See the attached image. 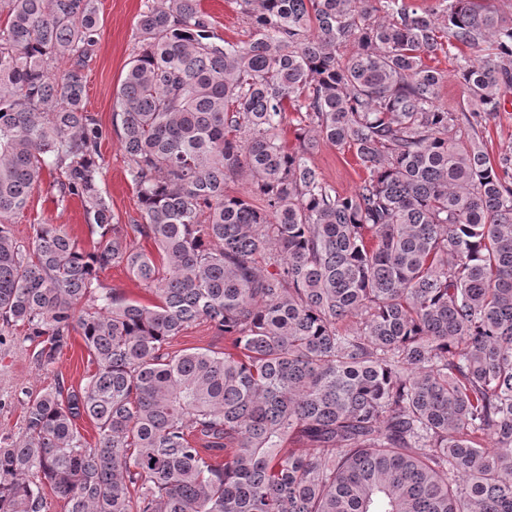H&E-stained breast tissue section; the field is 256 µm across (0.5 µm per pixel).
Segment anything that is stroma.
<instances>
[{"label":"stroma","mask_w":512,"mask_h":512,"mask_svg":"<svg viewBox=\"0 0 512 512\" xmlns=\"http://www.w3.org/2000/svg\"><path fill=\"white\" fill-rule=\"evenodd\" d=\"M146 0H97L103 34L84 70V104L101 125L105 136L101 142L103 158L102 189L112 210L122 223L139 218L135 189L129 179L130 160L112 126L116 94L126 65L137 48L136 22ZM214 19L216 33L224 38L245 41L250 25L238 10L235 0H201ZM481 138L491 158L512 150V93L499 115L486 121ZM324 180L343 195L351 194L364 175L355 157L340 152L327 142H320L311 156ZM53 175H44L29 198L26 209L9 217L20 241H29L37 224H61L84 248H91V236L79 201L57 204L49 184ZM94 370L81 337H74L52 370L41 369L22 333L0 336V437L16 438L23 431L21 401L24 395H37L59 385L63 389L79 388Z\"/></svg>","instance_id":"stroma-1"}]
</instances>
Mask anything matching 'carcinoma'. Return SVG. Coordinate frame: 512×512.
<instances>
[{"mask_svg":"<svg viewBox=\"0 0 512 512\" xmlns=\"http://www.w3.org/2000/svg\"><path fill=\"white\" fill-rule=\"evenodd\" d=\"M235 3L247 41L201 0L139 15L112 117L141 211L122 224L83 102L96 0H0V332L22 328L46 371L76 333L95 364L24 402L0 512H43L45 484L67 512H512V153L491 160L478 135L512 91V17L492 0ZM461 46L452 111L428 61ZM321 141L365 170L353 193L311 163ZM47 169L93 249L4 222ZM112 267L154 302L104 287ZM199 321L224 351H168ZM202 7L214 19L215 32L226 39L247 41L250 25L238 10L235 0H201Z\"/></svg>","mask_w":512,"mask_h":512,"instance_id":"cac0c4a2","label":"carcinoma"}]
</instances>
